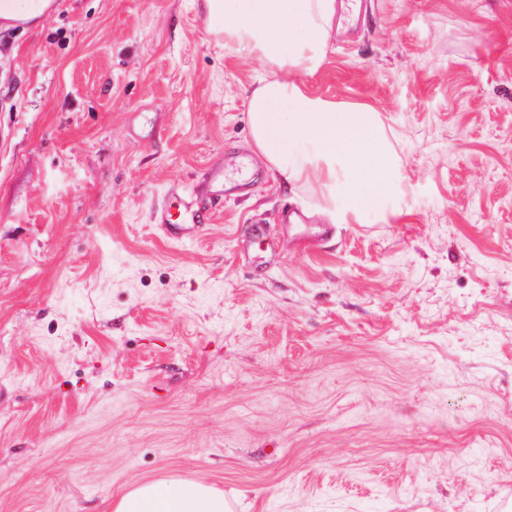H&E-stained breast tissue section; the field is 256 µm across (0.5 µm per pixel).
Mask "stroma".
<instances>
[{
	"label": "stroma",
	"mask_w": 512,
	"mask_h": 512,
	"mask_svg": "<svg viewBox=\"0 0 512 512\" xmlns=\"http://www.w3.org/2000/svg\"><path fill=\"white\" fill-rule=\"evenodd\" d=\"M313 95L381 115L394 217L315 213L249 156L267 74L195 0L0 25V512L145 481L224 512H512V0H350Z\"/></svg>",
	"instance_id": "obj_1"
}]
</instances>
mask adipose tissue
I'll return each instance as SVG.
<instances>
[{
  "mask_svg": "<svg viewBox=\"0 0 512 512\" xmlns=\"http://www.w3.org/2000/svg\"><path fill=\"white\" fill-rule=\"evenodd\" d=\"M202 9L217 47L249 46L270 67L249 99L253 152L311 189L322 214L388 218L403 174L377 112L311 96L306 85L327 61L336 0H203ZM113 512H224V498L200 483L144 482Z\"/></svg>",
  "mask_w": 512,
  "mask_h": 512,
  "instance_id": "ef3b65f1",
  "label": "adipose tissue"
}]
</instances>
